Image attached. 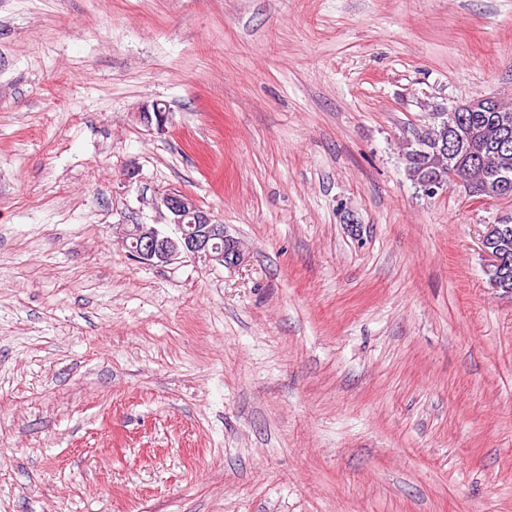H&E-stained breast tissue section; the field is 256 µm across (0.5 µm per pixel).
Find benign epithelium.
I'll use <instances>...</instances> for the list:
<instances>
[{
  "label": "benign epithelium",
  "mask_w": 512,
  "mask_h": 512,
  "mask_svg": "<svg viewBox=\"0 0 512 512\" xmlns=\"http://www.w3.org/2000/svg\"><path fill=\"white\" fill-rule=\"evenodd\" d=\"M140 123L150 131L167 130L170 111L160 102L145 103L138 112ZM151 207L162 224H124L121 241L133 237L131 256L139 263L163 267L183 258L204 259L224 267H237L246 259L238 239L195 198L176 190L159 191Z\"/></svg>",
  "instance_id": "1"
}]
</instances>
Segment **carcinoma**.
<instances>
[{
    "mask_svg": "<svg viewBox=\"0 0 512 512\" xmlns=\"http://www.w3.org/2000/svg\"><path fill=\"white\" fill-rule=\"evenodd\" d=\"M452 116L447 107H436L429 123L403 141L405 170L413 185L428 177L449 184L457 157L471 146L476 155L464 170L468 178L482 184L495 175L512 179V106L465 112L457 122ZM484 242L499 256V264L484 270L488 283L501 296L511 297L512 218L487 225Z\"/></svg>",
    "mask_w": 512,
    "mask_h": 512,
    "instance_id": "obj_1",
    "label": "carcinoma"
}]
</instances>
